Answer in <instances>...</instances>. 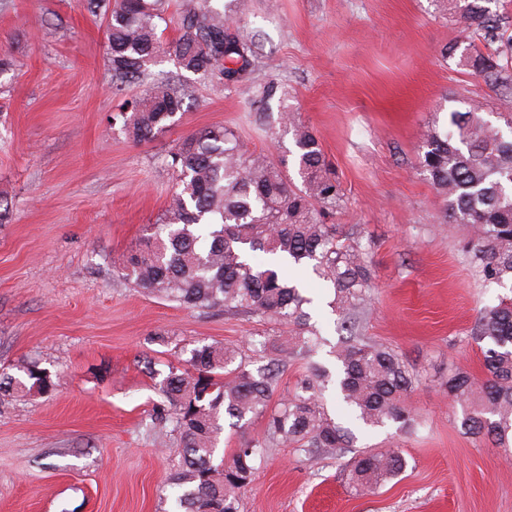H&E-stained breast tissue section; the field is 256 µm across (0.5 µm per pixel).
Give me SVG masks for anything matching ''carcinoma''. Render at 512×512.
<instances>
[{
	"mask_svg": "<svg viewBox=\"0 0 512 512\" xmlns=\"http://www.w3.org/2000/svg\"><path fill=\"white\" fill-rule=\"evenodd\" d=\"M92 13L106 17L107 55L112 84L144 74L159 53L175 66L203 78L252 83L258 62L255 41L230 27V16L197 0L181 5L178 34L160 40L170 0H86ZM494 0H448L466 38L487 51L458 44L448 57L465 74H478L503 90L498 109L512 112V17L492 10ZM282 85H254L255 102L265 110L282 96ZM189 97L186 85L152 84L131 110L121 114L125 135L151 140L174 123ZM280 125L292 150L272 158L244 147L236 133L212 126L182 139L171 152L177 188L162 223L145 233L115 265L137 288L188 308L243 313L289 328L290 357L307 362L295 390L269 408L279 387L282 360L249 368L237 348L200 343L190 350V369L170 370L161 383L167 405L156 419L170 422L178 435V469L170 477L178 512H239L238 493L256 472L255 461L271 446L291 445L313 456L323 449L353 447V429L333 417L324 391L332 384L351 421L365 428L415 423L406 401L413 375L392 349L360 334L373 296L368 245L343 235L326 217L342 208L343 192L326 162L316 135L295 112H282ZM419 165L446 201L450 227L467 236V254L489 288H512V134L487 112L452 109L444 123L434 119L421 135ZM310 271L332 290L329 306L346 336L330 354L336 371L315 360L322 346L305 306L311 299L288 270ZM481 345L485 377L461 369L448 374V397L463 409L461 425L476 440H489L512 457V296L484 306L471 329ZM24 372L20 392H46L55 382L37 363ZM265 419V438L235 449L229 461H215L222 421L242 427ZM407 462L390 445L365 450L346 464L357 495L375 493L400 475Z\"/></svg>",
	"mask_w": 512,
	"mask_h": 512,
	"instance_id": "1",
	"label": "carcinoma"
}]
</instances>
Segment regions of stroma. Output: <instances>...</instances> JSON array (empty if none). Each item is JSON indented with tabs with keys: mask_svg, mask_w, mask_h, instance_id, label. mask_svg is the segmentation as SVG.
Returning <instances> with one entry per match:
<instances>
[{
	"mask_svg": "<svg viewBox=\"0 0 512 512\" xmlns=\"http://www.w3.org/2000/svg\"><path fill=\"white\" fill-rule=\"evenodd\" d=\"M233 26L253 36L255 82L285 86L257 124L250 85L187 77L167 58L152 78L189 80L174 123L133 142L117 115L141 96L112 86L107 23L85 0H0V378L27 362L54 377L45 393L0 392V512H174L167 480L177 435L156 420L170 367L187 369L197 344L253 355L287 327L204 312L132 287L114 266L160 223L182 137L223 125L274 157L300 113L345 195L333 223L369 240L376 290L361 333L392 348L416 381L414 429L359 435V450L396 438L406 470L376 494L355 495L346 460L267 449L240 512H512V459L461 427L445 392L449 369L483 377L471 342L483 287L449 232L445 203L419 168L421 126L450 108L494 110L499 92L460 73L445 46H467L438 0H244ZM311 322L334 343L338 317L320 281H303ZM156 361L154 374L143 357Z\"/></svg>",
	"mask_w": 512,
	"mask_h": 512,
	"instance_id": "35a3bbf8",
	"label": "stroma"
}]
</instances>
